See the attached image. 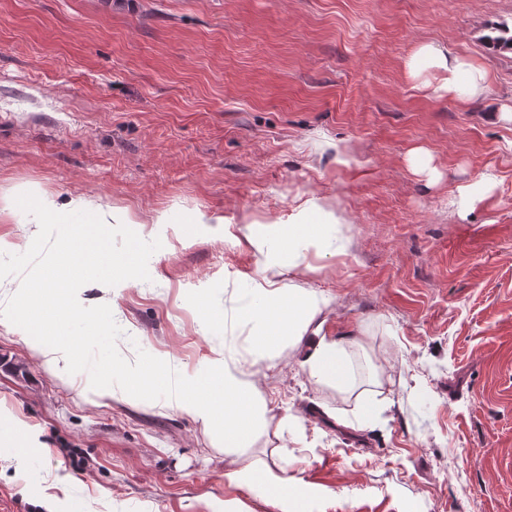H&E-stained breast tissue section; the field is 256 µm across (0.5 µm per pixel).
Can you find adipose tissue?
Instances as JSON below:
<instances>
[{
  "instance_id": "1",
  "label": "adipose tissue",
  "mask_w": 512,
  "mask_h": 512,
  "mask_svg": "<svg viewBox=\"0 0 512 512\" xmlns=\"http://www.w3.org/2000/svg\"><path fill=\"white\" fill-rule=\"evenodd\" d=\"M427 61L441 73L437 87L439 93L462 102L482 96L485 90L486 73L482 67L464 61L446 47L427 44L420 48L410 69H417L419 61ZM30 201L29 212L37 224H58L64 229L58 235L57 245L68 248L74 225L85 227L87 236L99 234L100 226L111 223V209L94 204L84 198H75L59 203L56 198L31 189L20 192ZM327 212L318 205L306 206L297 222L288 229V252L300 256L302 249L320 247L319 223L327 219ZM36 283L28 282L16 288L8 306L0 309V322L11 323L27 336L33 350L45 357L48 363L64 359L69 368H77L80 351L70 337L50 336L39 325L41 309L33 294ZM258 305L253 313L255 339L258 349H265L282 342L306 343L307 349L301 361L312 378L319 382H331L336 386L348 385L351 366L341 343L322 336L321 316L329 305L326 296L304 288L281 291L274 288H259ZM171 410L186 414L212 426L223 421L221 437L225 447L236 448L254 433L262 417V409L253 384L235 361L224 354H217L206 365L181 377L180 389L169 396ZM228 483L239 484L253 481L276 491L285 502L295 501L301 494L298 482L289 480L284 469L265 463L253 472L231 469L225 472Z\"/></svg>"
}]
</instances>
